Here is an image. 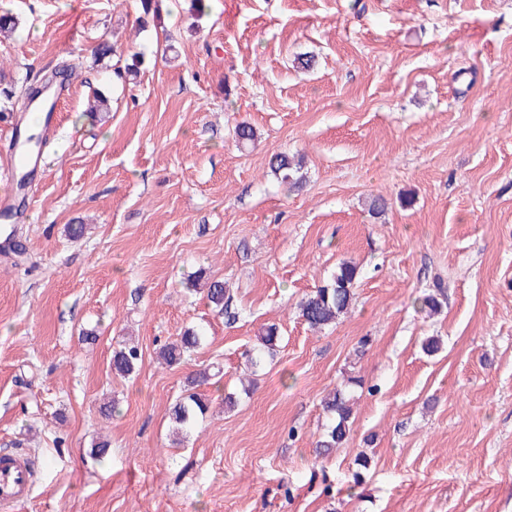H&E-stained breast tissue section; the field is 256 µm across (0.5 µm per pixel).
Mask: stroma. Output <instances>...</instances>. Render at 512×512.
Instances as JSON below:
<instances>
[{
  "label": "stroma",
  "instance_id": "obj_1",
  "mask_svg": "<svg viewBox=\"0 0 512 512\" xmlns=\"http://www.w3.org/2000/svg\"><path fill=\"white\" fill-rule=\"evenodd\" d=\"M158 3L143 26L139 0H0L17 19L0 89L72 72L53 134L0 112V144L17 124L46 138L0 249V452L36 466L13 512H512V0ZM103 41L115 53L93 62ZM280 152L302 156V190L269 174ZM344 260L355 306L311 331L297 304ZM201 267L224 315L185 290ZM434 292L430 317L416 300ZM193 326L206 344L161 365ZM128 338L142 361L125 379L111 357ZM207 366V417L174 442L168 409ZM350 376L351 436L315 459L321 400ZM278 339L279 328L276 324H270L263 328L257 336L256 344L247 352V361L252 368L260 366L267 356H273Z\"/></svg>",
  "mask_w": 512,
  "mask_h": 512
}]
</instances>
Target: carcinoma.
<instances>
[{"label": "carcinoma", "mask_w": 512, "mask_h": 512, "mask_svg": "<svg viewBox=\"0 0 512 512\" xmlns=\"http://www.w3.org/2000/svg\"><path fill=\"white\" fill-rule=\"evenodd\" d=\"M236 142L248 146L255 141L256 132L247 122H241L234 129ZM272 175L281 183L291 188H299L305 182L302 173V161L286 154H277L269 161ZM359 276V268L351 261H342L337 266L328 282L302 298L297 305L298 316L314 331L332 326L354 305L355 288ZM226 290L224 282L211 280L206 282V299L212 311L224 314ZM279 339V328L270 324L263 328L257 336V342L247 352V361L252 368H257L265 358L274 354ZM204 336L194 328L184 329L171 343L164 345L159 351L163 364L174 366L180 364L190 353L201 348ZM142 355L138 347L120 344L112 352V372L128 377L138 370ZM209 370H201L187 378V389L169 407V421L177 434L192 428L209 411V400L196 391V386L210 380ZM323 410L329 417L322 438L316 442L315 457L321 458L342 447L349 439L353 420L352 399L342 388L331 391L323 401Z\"/></svg>", "instance_id": "1"}]
</instances>
